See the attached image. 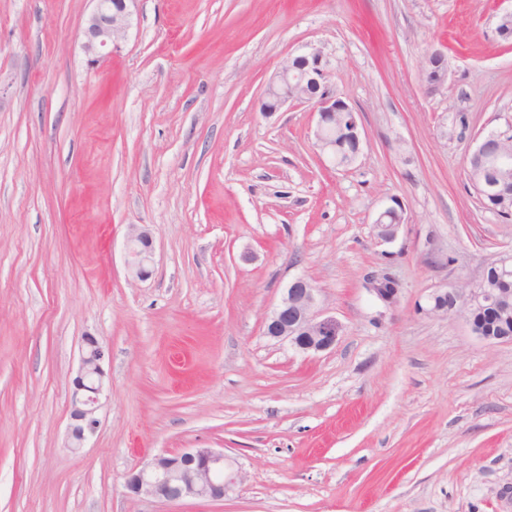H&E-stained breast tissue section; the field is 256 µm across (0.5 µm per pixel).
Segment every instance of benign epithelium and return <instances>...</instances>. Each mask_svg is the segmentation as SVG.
<instances>
[{
	"label": "benign epithelium",
	"instance_id": "1",
	"mask_svg": "<svg viewBox=\"0 0 512 512\" xmlns=\"http://www.w3.org/2000/svg\"><path fill=\"white\" fill-rule=\"evenodd\" d=\"M95 8L85 21L83 47L89 63L112 54L125 40L130 18L138 0H93ZM423 78L428 88L438 89L448 79V62L443 51L427 55ZM327 61L316 50L287 61L269 80L260 100V111L272 115L290 102L307 103L318 115L314 131L320 153L336 167H344L335 137L328 134L330 122L342 119L343 132L361 145L357 113L328 84ZM512 134L493 132L473 149L495 168L512 165V151L499 147L502 139ZM403 224L401 213L394 207L383 209L375 222L377 238L392 242ZM154 246L148 232L132 229L126 239L128 274L138 281L152 273ZM371 294L390 306L397 300L396 282L384 276L374 281ZM319 289L305 279L297 278L284 289L280 303L267 318L265 335L285 339L293 349L304 354H317L336 345L342 325L333 315L317 309ZM431 311L460 314L479 339L488 343L512 342V333L498 323V317L512 311V288H496L487 275L476 282L466 281L462 288H448L431 297ZM104 347L95 336L83 337L81 364L72 381L67 447L76 451L95 433L99 424L97 412L100 396L106 387L102 367ZM233 477L226 476V456L212 448H191L177 453L153 456L126 478V489L133 496L149 495L175 502L188 498L224 499Z\"/></svg>",
	"mask_w": 512,
	"mask_h": 512
}]
</instances>
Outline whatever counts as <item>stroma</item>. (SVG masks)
I'll return each mask as SVG.
<instances>
[{
  "mask_svg": "<svg viewBox=\"0 0 512 512\" xmlns=\"http://www.w3.org/2000/svg\"><path fill=\"white\" fill-rule=\"evenodd\" d=\"M92 8L0 0V512H512V343L428 310L512 251V220L466 174L477 138L512 123L494 31L512 0H138L90 66ZM314 49L360 115L345 168L309 105L259 109ZM435 49L448 81L431 92ZM133 224L156 247L144 282ZM384 272L389 307L366 288ZM299 277L342 325L315 356L264 334ZM89 334L110 388L73 452ZM190 448L238 469L223 500L129 495L132 470ZM423 78L429 89H438L447 82L448 62L443 51L433 50L427 55ZM388 220L391 222H387ZM402 223V215L395 207L391 206L383 209L374 224L378 240L383 243L392 242ZM126 239V265L128 274L132 279L138 281L146 280L152 273L154 246L153 240L148 232L135 229Z\"/></svg>",
  "mask_w": 512,
  "mask_h": 512,
  "instance_id": "1",
  "label": "stroma"
}]
</instances>
